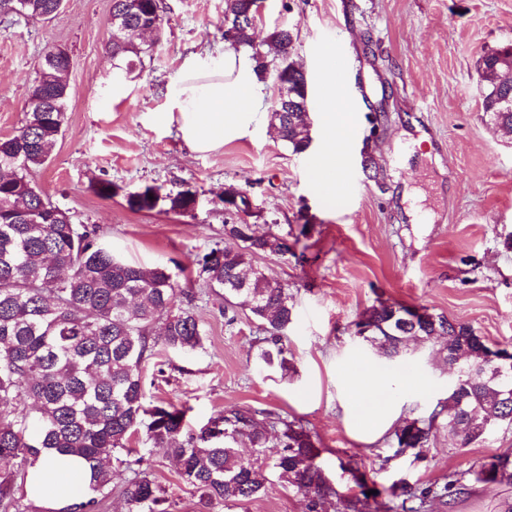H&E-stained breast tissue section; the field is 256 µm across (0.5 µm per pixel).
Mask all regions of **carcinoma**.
<instances>
[{"label":"carcinoma","mask_w":512,"mask_h":512,"mask_svg":"<svg viewBox=\"0 0 512 512\" xmlns=\"http://www.w3.org/2000/svg\"><path fill=\"white\" fill-rule=\"evenodd\" d=\"M24 17L42 20L60 14V0H24ZM251 0H224L223 26L235 30L227 49L246 51L257 70L288 84L292 99L308 98V80L290 56L294 30L277 27L268 36L279 51L278 64L255 44L247 13ZM164 0H112L108 49L116 69L126 75L143 66L160 43ZM73 60L48 48L32 93H42L48 111L25 113L14 134L0 138V405L14 417L0 419V512H33L18 491L30 468L44 455L81 459L91 494L59 512H99L112 493L113 465L133 476L121 487L127 512H168L163 490L152 478L145 457L133 460V436L163 447L175 457L180 477L200 500L242 505L265 493L270 467L294 492L307 499V512H427L431 500L460 492L466 476L478 483H512V448L490 456L478 469L452 472L439 489H417L406 481L380 500L362 490L345 496L329 483L319 461L323 449L304 424L287 421L266 409H225L197 430L188 428L185 411L164 402L146 401L143 366L159 348L194 351L203 347L205 330L193 306L172 312L176 288L167 267L128 265L112 256L98 229L75 224L31 180L62 133L69 98L68 74ZM485 85L483 111L512 132V48L480 58ZM270 126L295 153L311 144L303 112H273ZM129 209L158 208L184 215L195 211L189 188L162 194L145 186L126 195ZM228 245H215L193 260L196 276L224 300L239 301L264 326L260 359L268 367L288 369L285 331L294 317L288 286L251 264L260 253L286 256L288 239L259 233L253 224L224 225ZM410 308L393 303L372 307L355 322L363 341L378 352L397 356L412 340L445 341L448 366L458 371L448 390V433L460 446L485 439L497 425L512 423V381L494 377L481 354L489 350L465 324L442 315L409 321ZM163 323V332L153 334ZM432 423L415 419L396 432V454L420 456L428 447ZM251 454L239 450L242 439Z\"/></svg>","instance_id":"obj_1"}]
</instances>
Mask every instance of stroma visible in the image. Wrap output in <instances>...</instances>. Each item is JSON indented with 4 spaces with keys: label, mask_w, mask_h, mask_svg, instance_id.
I'll return each mask as SVG.
<instances>
[{
    "label": "stroma",
    "mask_w": 512,
    "mask_h": 512,
    "mask_svg": "<svg viewBox=\"0 0 512 512\" xmlns=\"http://www.w3.org/2000/svg\"><path fill=\"white\" fill-rule=\"evenodd\" d=\"M164 33L140 70L116 79L106 49L111 0H64L50 21L0 17V137L25 120V101L43 51L61 47L73 59L63 134L32 178L74 223L98 226L112 253L133 265L167 266L181 289L177 305H193L206 336L201 349L160 351L143 368L147 398L186 409L197 429L228 406H252L299 419L316 435L337 488L357 492L354 474L389 497L407 481L424 488L453 471L512 448V425L482 443L458 447L433 420L454 378L443 341L412 345L390 359L355 335L354 323L382 301L399 302L474 328L491 345H512V135L483 111L480 57L512 44V0H267L258 39L294 25V61L317 96L314 66L320 48L341 44L354 108L348 141L351 190L343 207H328L310 173L323 148L318 110H310V147L301 154L269 127L272 93L255 103L252 136L196 152L177 126L157 120L185 57L224 52V0H165ZM372 156L379 172L363 171ZM119 187L102 197L101 182ZM145 185L191 189L194 215L134 212L126 193ZM246 192L251 210L225 208L229 188ZM244 221L259 232L287 237L291 255L255 256V265L288 285L295 319L287 331L288 370L264 366L263 330L248 310L198 282L195 254L223 241L224 227ZM373 373L386 387L394 419L372 431L350 408L356 379ZM433 420L422 455L397 454L394 433L407 421ZM157 484L175 501L173 512H306L302 495L268 472L265 494L244 507L202 508L166 449L135 440ZM512 485L468 483L430 512H502Z\"/></svg>",
    "instance_id": "obj_1"
}]
</instances>
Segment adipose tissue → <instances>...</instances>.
<instances>
[{"label":"adipose tissue","instance_id":"ef3b65f1","mask_svg":"<svg viewBox=\"0 0 512 512\" xmlns=\"http://www.w3.org/2000/svg\"><path fill=\"white\" fill-rule=\"evenodd\" d=\"M324 81L319 89L322 127L327 149L314 169L315 184L335 178L336 158L328 151L337 138L349 137L353 119L336 90V58L324 49ZM265 83L244 53L193 55L185 59L167 107L158 116L164 125H177L185 143L196 151H210L246 137L255 121L253 102L263 98ZM26 492L33 499L49 496L53 508L72 504L89 492V476L83 463L48 457L29 473Z\"/></svg>","mask_w":512,"mask_h":512}]
</instances>
